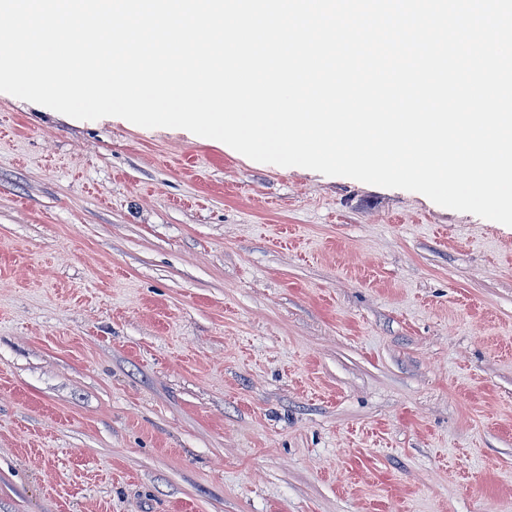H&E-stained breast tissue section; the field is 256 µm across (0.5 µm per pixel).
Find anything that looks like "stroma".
Listing matches in <instances>:
<instances>
[{"label": "stroma", "mask_w": 512, "mask_h": 512, "mask_svg": "<svg viewBox=\"0 0 512 512\" xmlns=\"http://www.w3.org/2000/svg\"><path fill=\"white\" fill-rule=\"evenodd\" d=\"M0 512H512V227L0 92Z\"/></svg>", "instance_id": "35a3bbf8"}]
</instances>
